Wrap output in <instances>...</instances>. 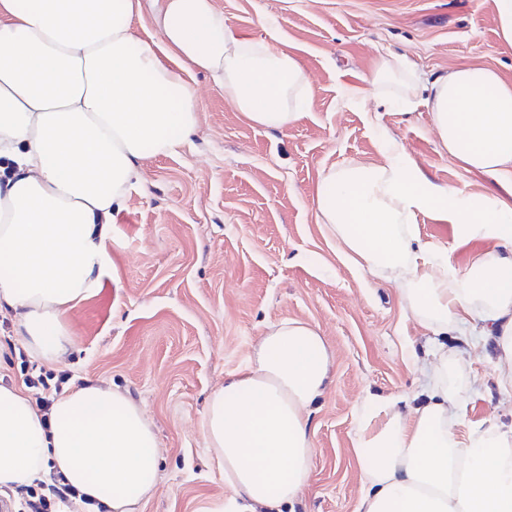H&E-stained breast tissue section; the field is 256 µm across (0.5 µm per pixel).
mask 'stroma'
<instances>
[{
    "label": "stroma",
    "instance_id": "stroma-1",
    "mask_svg": "<svg viewBox=\"0 0 512 512\" xmlns=\"http://www.w3.org/2000/svg\"><path fill=\"white\" fill-rule=\"evenodd\" d=\"M246 36L296 53L310 109L282 131L252 125L212 79L196 75L200 123L172 156H149L112 221L107 272L70 316L74 348L54 372L70 386L101 381L128 391L158 441L157 492L143 512H196L231 492L200 431L210 393L246 367L269 323L318 325L336 355L311 412L316 453L294 512H356L361 470L356 419L368 394L413 397L441 337L408 317L399 284L358 268L319 223L322 172L380 163L388 141L460 200L512 204V176L491 179L444 153L425 108L382 105L369 83L382 55L423 74L484 66L512 82V45L498 35L493 0H216ZM422 242L461 273L492 238L460 242L453 224L424 212ZM26 343L0 316V385L23 387ZM453 383L468 398L465 425L512 422L491 344L473 339Z\"/></svg>",
    "mask_w": 512,
    "mask_h": 512
}]
</instances>
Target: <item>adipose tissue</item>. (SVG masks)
Segmentation results:
<instances>
[{
  "instance_id": "1",
  "label": "adipose tissue",
  "mask_w": 512,
  "mask_h": 512,
  "mask_svg": "<svg viewBox=\"0 0 512 512\" xmlns=\"http://www.w3.org/2000/svg\"><path fill=\"white\" fill-rule=\"evenodd\" d=\"M151 9L156 35L133 36ZM209 75L254 125L283 130L313 94L296 55L241 36L215 0H0V313L14 314L30 351L49 363L74 346L68 315L106 272L110 225L142 161L171 155L196 133L192 78ZM370 81L401 84L402 101L431 114L441 147L492 178L512 170V83L485 67L429 78L401 56L379 57ZM321 223L358 267L401 286L405 312L428 332L494 342L501 391H512V206L457 199L411 161L355 163L320 176ZM432 212L467 241L496 248L450 271L418 234ZM463 353L440 347L425 370L427 399L370 394L356 437V512H512V425L461 429L466 397L448 386ZM335 356L318 327L270 324L248 366L208 401L200 430L232 498L199 512H278L303 495L315 454L310 411ZM64 477L105 512H142L159 479L154 427L128 392L88 381L50 414L0 385V490Z\"/></svg>"
}]
</instances>
